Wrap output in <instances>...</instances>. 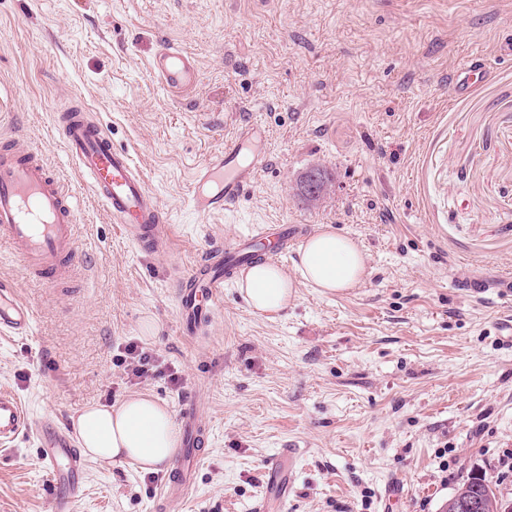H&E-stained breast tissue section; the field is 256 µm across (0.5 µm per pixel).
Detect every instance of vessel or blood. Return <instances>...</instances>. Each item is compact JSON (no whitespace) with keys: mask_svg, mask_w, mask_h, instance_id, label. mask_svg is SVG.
<instances>
[{"mask_svg":"<svg viewBox=\"0 0 512 512\" xmlns=\"http://www.w3.org/2000/svg\"><path fill=\"white\" fill-rule=\"evenodd\" d=\"M151 70L174 97L190 94L199 70L180 46L169 43L154 57ZM64 151L91 184L98 203L118 224L125 238L141 251L155 252L166 212L149 191L132 156L116 148L101 123L90 118L80 103L58 113ZM265 131L256 124L241 125L222 150L207 157L193 175L189 202L196 214L214 217L230 211L252 185L266 154L260 146ZM76 197L53 175L41 155L22 149L13 140L0 141V240L24 263L27 276L56 284L71 282L80 267ZM296 227L282 226L269 235L252 226L224 245L207 250L177 284L175 302L182 330L197 335L219 300L225 283L250 261L275 259L296 242ZM34 320L31 307L5 281L0 282V335L29 336ZM184 448L178 464L163 480L159 508L185 500L192 491L199 463V445L208 432L196 403L185 399L180 412ZM34 437L39 460L49 477L51 512H74L85 489L86 460L68 426L46 417L32 420L20 399L0 390V451L9 452L18 439Z\"/></svg>","mask_w":512,"mask_h":512,"instance_id":"1","label":"vessel or blood"}]
</instances>
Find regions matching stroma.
Here are the masks:
<instances>
[{"instance_id": "1", "label": "stroma", "mask_w": 512, "mask_h": 512, "mask_svg": "<svg viewBox=\"0 0 512 512\" xmlns=\"http://www.w3.org/2000/svg\"><path fill=\"white\" fill-rule=\"evenodd\" d=\"M173 41L199 82L174 101L150 64ZM512 0H0V135L37 148L79 200L84 265L69 292L28 279L0 245V280L34 312L0 337V389L33 417L151 396L209 426L190 496L172 512H251L268 458L301 456L287 510L439 512L469 477L512 500ZM481 61L468 93L450 78ZM82 99L168 216L142 252L65 153L59 112ZM267 131L263 166L225 215L193 211V173L238 124ZM316 202L296 194L314 166ZM256 224H328L360 243L356 287L298 285L253 312L236 285L185 336L175 281ZM158 332H142L146 319ZM137 343L160 370L127 374ZM163 472L88 461L75 512H158ZM0 512H49L34 442L0 456Z\"/></svg>"}]
</instances>
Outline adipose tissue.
Masks as SVG:
<instances>
[{
  "label": "adipose tissue",
  "mask_w": 512,
  "mask_h": 512,
  "mask_svg": "<svg viewBox=\"0 0 512 512\" xmlns=\"http://www.w3.org/2000/svg\"><path fill=\"white\" fill-rule=\"evenodd\" d=\"M298 255L295 277L269 262L251 264L239 275L237 287L249 307L260 314L284 310L300 281L324 292L354 287L367 266L364 252L354 241L327 224L300 245ZM73 426L92 460L109 464L129 459L144 471L169 465L178 443L168 407L143 396L113 407H89Z\"/></svg>",
  "instance_id": "1"
}]
</instances>
